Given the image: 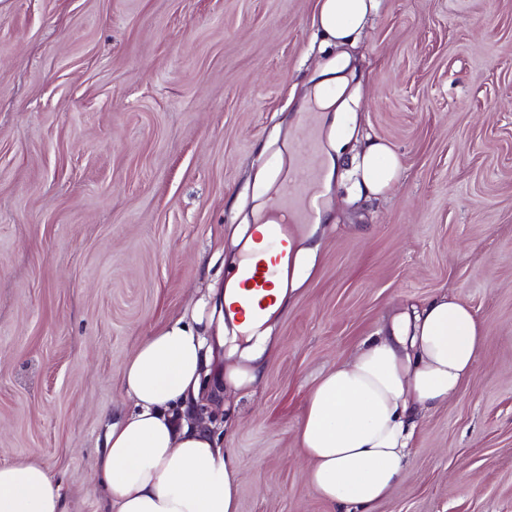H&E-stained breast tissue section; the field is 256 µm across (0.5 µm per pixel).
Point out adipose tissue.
Listing matches in <instances>:
<instances>
[{
    "label": "adipose tissue",
    "instance_id": "ef3b65f1",
    "mask_svg": "<svg viewBox=\"0 0 512 512\" xmlns=\"http://www.w3.org/2000/svg\"><path fill=\"white\" fill-rule=\"evenodd\" d=\"M381 0H315L314 20L335 43L360 33ZM360 192L386 194L399 162L385 143L368 138L352 156ZM244 348L217 335L215 343L183 321L146 337L122 372L134 410L112 423L94 475L105 512H238L242 472L205 427L191 424L214 346L233 366L224 384L249 389L260 379L268 337L256 324ZM471 308L443 293L420 309L395 316L368 338L354 357L322 376L311 389L298 430L310 462L308 479L340 512H374L400 485L419 417L447 403L471 376L484 343ZM0 512H68L59 482L35 461L0 465Z\"/></svg>",
    "mask_w": 512,
    "mask_h": 512
}]
</instances>
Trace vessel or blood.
<instances>
[{
  "mask_svg": "<svg viewBox=\"0 0 512 512\" xmlns=\"http://www.w3.org/2000/svg\"><path fill=\"white\" fill-rule=\"evenodd\" d=\"M299 165L283 177L278 194L270 207L264 233L273 250H283L289 234L298 232L313 216V184L317 177L318 142L305 138L297 147ZM284 269L280 262L265 263L251 253H244L236 269L239 288L229 306L230 313L249 315L261 321L270 306L268 289L280 278Z\"/></svg>",
  "mask_w": 512,
  "mask_h": 512,
  "instance_id": "1",
  "label": "vessel or blood"
}]
</instances>
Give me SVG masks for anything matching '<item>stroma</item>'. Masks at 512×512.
I'll return each instance as SVG.
<instances>
[{
    "mask_svg": "<svg viewBox=\"0 0 512 512\" xmlns=\"http://www.w3.org/2000/svg\"><path fill=\"white\" fill-rule=\"evenodd\" d=\"M314 0H0V464L42 463L69 512H104L93 463L131 412L140 342L224 289L328 68L342 139L401 175L338 168L310 274L272 317L247 393L204 417L242 465L239 512H335L297 433L308 393L393 315L455 294L483 324L468 382L425 416L376 512H512V0H382L329 43ZM350 165L357 174L356 184L361 194H386L399 177V162L385 143L365 138L362 147L351 157Z\"/></svg>",
    "mask_w": 512,
    "mask_h": 512,
    "instance_id": "obj_1",
    "label": "stroma"
}]
</instances>
